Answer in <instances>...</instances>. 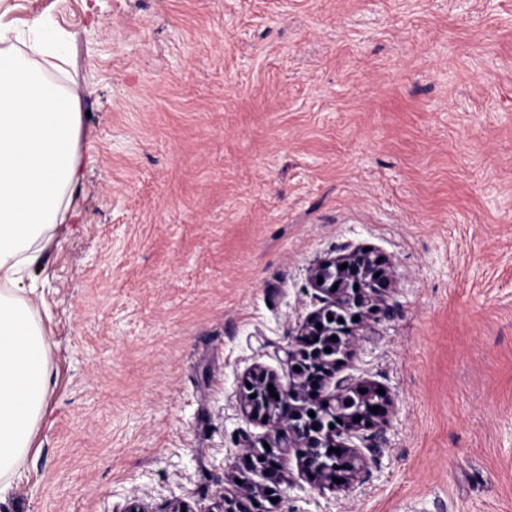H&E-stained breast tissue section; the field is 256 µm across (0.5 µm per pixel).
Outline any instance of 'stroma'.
Instances as JSON below:
<instances>
[{"mask_svg": "<svg viewBox=\"0 0 512 512\" xmlns=\"http://www.w3.org/2000/svg\"><path fill=\"white\" fill-rule=\"evenodd\" d=\"M67 32L84 177L30 297L52 375L0 512H211L312 271L390 264L338 376L393 401L344 491L282 512H512V0H0ZM182 509H185V512H194L189 503L182 498L170 499L165 503L162 510H155L151 504L134 496V499L128 503L124 512H182Z\"/></svg>", "mask_w": 512, "mask_h": 512, "instance_id": "35a3bbf8", "label": "stroma"}]
</instances>
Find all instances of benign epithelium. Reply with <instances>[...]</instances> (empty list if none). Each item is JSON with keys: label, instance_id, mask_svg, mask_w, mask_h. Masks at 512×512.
<instances>
[{"label": "benign epithelium", "instance_id": "obj_1", "mask_svg": "<svg viewBox=\"0 0 512 512\" xmlns=\"http://www.w3.org/2000/svg\"><path fill=\"white\" fill-rule=\"evenodd\" d=\"M343 264L346 268L342 270ZM312 280L330 303L289 337L286 355L298 370L288 383H281L262 367L250 370L246 382L251 387L245 386L241 392L243 411L254 421H266L273 437L267 440L266 448L248 444L239 449V467L256 480L246 487L230 483L224 488L217 512H265L262 501L278 496L280 485L292 481L282 447L297 449L300 472L321 491L350 487L367 468L369 458L379 453L373 439L384 431L390 398L379 394L373 384L355 383L350 377L337 379L335 374L347 347L361 340L349 322L356 316L365 317L374 296L387 285L382 261L354 250L319 265ZM333 336L337 340H331ZM272 391L278 397H272ZM375 406L376 413L371 411ZM311 411L315 416H309ZM331 447L335 451H329ZM337 478L342 482H335ZM124 512L194 510L183 499L174 498L157 511L136 497Z\"/></svg>", "mask_w": 512, "mask_h": 512}]
</instances>
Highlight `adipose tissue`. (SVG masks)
I'll use <instances>...</instances> for the list:
<instances>
[{"instance_id":"ef3b65f1","label":"adipose tissue","mask_w":512,"mask_h":512,"mask_svg":"<svg viewBox=\"0 0 512 512\" xmlns=\"http://www.w3.org/2000/svg\"><path fill=\"white\" fill-rule=\"evenodd\" d=\"M0 26V501L23 466L51 385L47 343L26 294L46 262L44 240L65 223L83 177L80 93L53 80L67 55L38 61L5 46Z\"/></svg>"}]
</instances>
